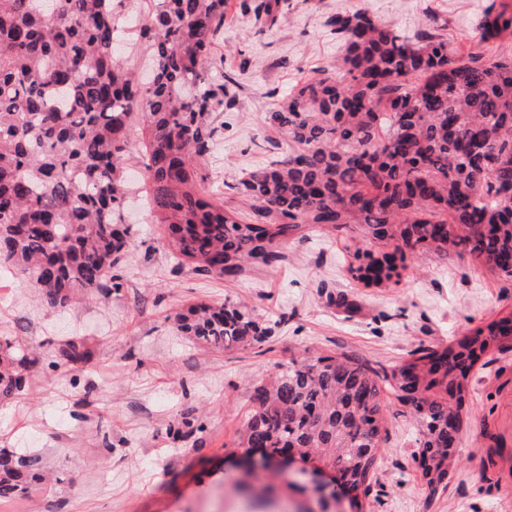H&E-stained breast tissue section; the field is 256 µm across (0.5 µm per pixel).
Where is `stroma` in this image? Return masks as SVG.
I'll return each mask as SVG.
<instances>
[{
  "label": "stroma",
  "mask_w": 512,
  "mask_h": 512,
  "mask_svg": "<svg viewBox=\"0 0 512 512\" xmlns=\"http://www.w3.org/2000/svg\"><path fill=\"white\" fill-rule=\"evenodd\" d=\"M227 0L224 110L202 167L226 205L240 206L242 182L285 145L266 123L287 92L341 52L330 16L363 8L411 35L425 15L468 50L491 0H281L277 23L252 11L261 0ZM126 221L132 238L119 291L70 309L42 304L34 283L0 269V336L27 344L39 362L26 390L0 403V449L37 458L48 487L0 501V512H316L309 490L280 478L241 492L233 459L254 387L276 363L306 353L349 354L375 366L408 361L420 347L443 348L470 330L512 314V281L469 256L426 252L395 281L353 279L346 241L312 228L290 240L281 267L235 280L192 273L171 257L145 205L138 165ZM198 302L248 307L276 322L259 348L218 351L176 328L175 313ZM81 341L85 362L49 368L55 346ZM387 440L365 512H512V349L491 350L470 373L467 414L446 490L428 487L407 406L387 395ZM202 427L169 435L182 408Z\"/></svg>",
  "instance_id": "1"
}]
</instances>
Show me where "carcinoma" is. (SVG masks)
<instances>
[{
  "label": "carcinoma",
  "mask_w": 512,
  "mask_h": 512,
  "mask_svg": "<svg viewBox=\"0 0 512 512\" xmlns=\"http://www.w3.org/2000/svg\"><path fill=\"white\" fill-rule=\"evenodd\" d=\"M128 0H0V263L33 280L41 299L66 307L119 290L130 248L124 224L131 130L142 126L148 207L166 245L204 276L235 279L248 266L275 269L282 245L308 226L338 232L401 258L432 250L467 254L512 279V57L482 47L512 33V5L492 0L477 46L463 52L431 19L416 36L367 11L332 19L342 55L299 82L268 115L288 151L243 182L251 215L224 207L200 173L224 111L225 0H149L139 24L147 76L117 57ZM352 270L392 278L385 255ZM194 342L216 350L261 347L272 327L245 307L198 304L174 317ZM512 316L456 344L422 348L390 370L355 357L292 358L254 388L235 464L302 488L282 457L333 473L352 512H364L385 440L381 384L410 406L421 476L433 488L463 425L474 365L512 335ZM68 341L52 364L85 358ZM37 364L0 338V400L22 391ZM39 478L27 456L0 452V500Z\"/></svg>",
  "instance_id": "obj_1"
}]
</instances>
